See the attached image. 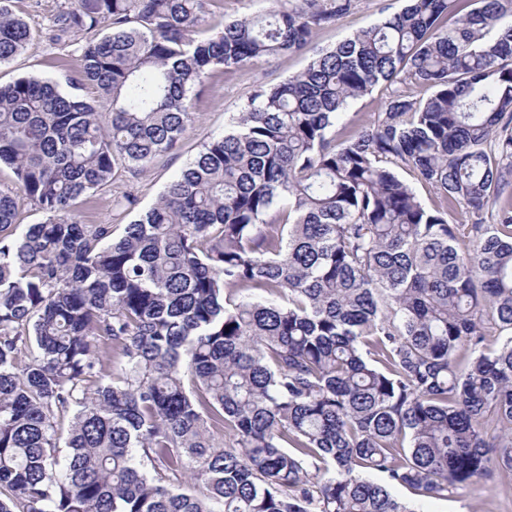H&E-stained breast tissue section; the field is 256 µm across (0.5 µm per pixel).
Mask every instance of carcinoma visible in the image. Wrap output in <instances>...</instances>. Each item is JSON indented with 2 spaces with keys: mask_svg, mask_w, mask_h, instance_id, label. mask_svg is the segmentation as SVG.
I'll list each match as a JSON object with an SVG mask.
<instances>
[{
  "mask_svg": "<svg viewBox=\"0 0 512 512\" xmlns=\"http://www.w3.org/2000/svg\"><path fill=\"white\" fill-rule=\"evenodd\" d=\"M221 2L64 0L44 36L68 89L0 85V512H416L395 488L446 498L493 462L512 483V0H406L256 90L120 237L82 223L211 72L355 7L273 0L208 35ZM11 3L0 66L32 38ZM382 83L369 129L330 137ZM21 200L46 219L17 224ZM396 171L400 179L413 188L417 198L426 208L433 209L440 206V195L429 184L422 181L413 170L400 167L396 168Z\"/></svg>",
  "mask_w": 512,
  "mask_h": 512,
  "instance_id": "1",
  "label": "carcinoma"
}]
</instances>
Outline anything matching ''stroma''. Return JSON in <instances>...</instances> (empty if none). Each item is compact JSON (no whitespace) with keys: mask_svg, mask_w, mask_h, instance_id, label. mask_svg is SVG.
Listing matches in <instances>:
<instances>
[{"mask_svg":"<svg viewBox=\"0 0 512 512\" xmlns=\"http://www.w3.org/2000/svg\"><path fill=\"white\" fill-rule=\"evenodd\" d=\"M59 0H13L15 14L24 18L35 34L26 51L11 64L0 67V83L7 84L20 77L52 78L64 80L70 67L59 50L45 41L41 33ZM402 0H356L355 8L335 25L315 33L308 50L286 54L249 65L240 71L208 77L196 102L193 130L177 146L156 158L142 172L120 175L108 191L92 199L78 202L76 210L82 222L110 224L115 232H122L124 224L133 215L114 216L112 198L131 193L137 199V210L143 211L156 203L165 187L192 159L204 139L223 134L233 115L245 109L255 90L279 83L302 71L315 52L334 47L359 30L368 28L385 15L402 7ZM385 85L353 101L336 123L337 129L350 133L367 127L380 112L388 96ZM395 496L415 506L417 512H512V485L502 480L498 471H490L478 483L453 490L443 499L425 498L411 489L399 487Z\"/></svg>","mask_w":512,"mask_h":512,"instance_id":"35a3bbf8","label":"stroma"}]
</instances>
